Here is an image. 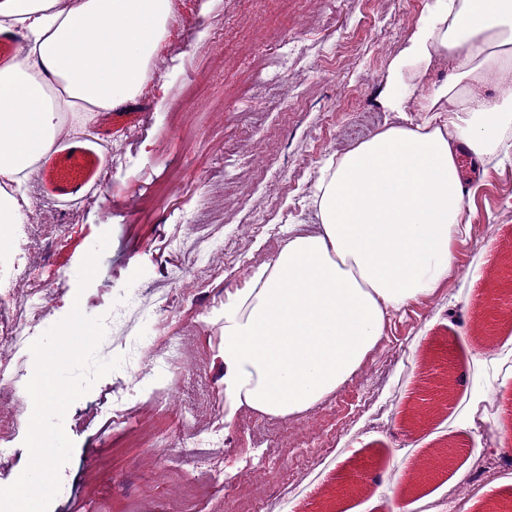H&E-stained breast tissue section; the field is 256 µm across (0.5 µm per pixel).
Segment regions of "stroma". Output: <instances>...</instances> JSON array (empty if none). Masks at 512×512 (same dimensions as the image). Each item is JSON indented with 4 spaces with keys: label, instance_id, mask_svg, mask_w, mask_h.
<instances>
[{
    "label": "stroma",
    "instance_id": "1",
    "mask_svg": "<svg viewBox=\"0 0 512 512\" xmlns=\"http://www.w3.org/2000/svg\"><path fill=\"white\" fill-rule=\"evenodd\" d=\"M432 0H173L174 19L152 80L134 98L62 137L26 182L36 245L27 284L0 306V325L40 284L49 324L72 307L122 318L98 356H125L137 336L179 338L171 372L147 381L124 414L130 376L118 368L67 409L74 447L49 512H235V488L262 485L274 512H320L344 476L339 512H488L512 501V326L478 345L475 325L498 315L512 258V154L464 162L472 193L457 244L458 271L393 316L383 339L334 394L295 419L240 412L209 449L218 475L195 498L197 451L185 429L224 417L222 325L212 310L270 261L311 205L324 162L387 125L391 62ZM99 164L88 185L60 196L56 161L73 142ZM120 149L118 163L108 162ZM107 249L86 288L78 270L102 233ZM453 365V398L421 428L402 425L429 374ZM495 407H486V397ZM157 438L150 448L133 431ZM454 445L450 466L405 495L432 449Z\"/></svg>",
    "mask_w": 512,
    "mask_h": 512
}]
</instances>
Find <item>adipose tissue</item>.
<instances>
[{
  "label": "adipose tissue",
  "mask_w": 512,
  "mask_h": 512,
  "mask_svg": "<svg viewBox=\"0 0 512 512\" xmlns=\"http://www.w3.org/2000/svg\"><path fill=\"white\" fill-rule=\"evenodd\" d=\"M171 19V0H0V252L21 205L5 184L31 173L66 131L136 95ZM452 73L416 81L435 57ZM512 72V0H433L394 60L386 107L416 100L422 122L385 127L330 161L319 219L291 229L271 262L216 310L223 320L224 420L250 410L297 418L361 367L391 317L457 270L467 233L460 156L499 155L512 139V92L474 94Z\"/></svg>",
  "instance_id": "1"
}]
</instances>
